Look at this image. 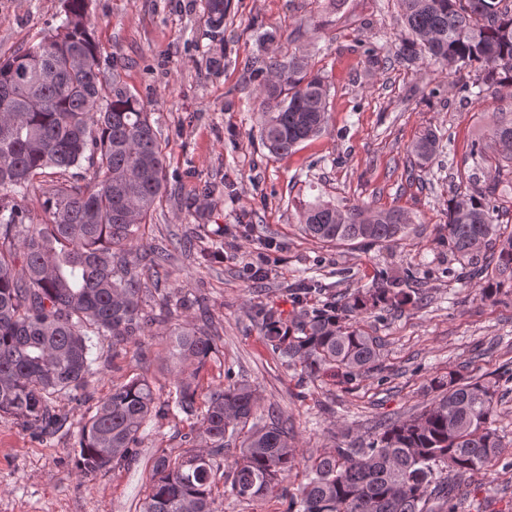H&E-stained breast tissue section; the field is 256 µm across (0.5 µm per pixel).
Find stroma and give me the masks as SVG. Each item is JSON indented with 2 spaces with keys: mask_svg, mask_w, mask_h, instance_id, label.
<instances>
[{
  "mask_svg": "<svg viewBox=\"0 0 512 512\" xmlns=\"http://www.w3.org/2000/svg\"><path fill=\"white\" fill-rule=\"evenodd\" d=\"M60 0H0V57L25 49L61 21ZM88 14L104 59L140 96L165 140L168 195L154 216L149 240L167 244L193 229L195 256L173 253L165 268L147 271L160 293L188 299L172 321L211 322L215 351L195 379L201 394L247 380L257 390L258 414L287 419L297 453L288 478L260 499L238 501L216 486L219 512H286L299 494L305 469L320 454L369 438L376 422L416 413L435 376L494 378L512 369V293L482 300L471 284L454 279L461 264L439 234L446 201L497 178V214L512 231V168L500 166L487 142L489 115L511 111L512 99L463 100L457 77L433 65L398 61L402 27L396 0H231L221 35L202 19L201 0H89ZM275 32L281 53H308L329 90L326 132L285 157L258 138L261 114L256 73L267 50L259 29ZM379 48L376 61L363 53ZM219 67H210L212 59ZM443 137L436 169L410 168L408 147L425 127ZM484 142L482 153L472 150ZM211 193H202L203 185ZM322 198L342 208H395L409 217L403 240L363 249L328 245L305 236L300 202ZM193 210H186L185 201ZM263 263L262 290L240 276ZM421 271L424 301L367 317L363 328L382 342V368L350 384L310 381L282 363L252 321L253 306L291 310L292 289L313 279L322 296L375 284L379 272ZM169 338H146L142 348L97 343L96 373L81 405L59 398L65 427L37 436L0 416V512H138L151 467L162 454L189 455L201 446L184 415L157 419L135 461L84 477L74 466L77 421L94 411L113 385L147 378L168 394L184 368ZM495 426L506 448L499 463L461 479L459 512H512V392L498 404Z\"/></svg>",
  "mask_w": 512,
  "mask_h": 512,
  "instance_id": "stroma-1",
  "label": "stroma"
}]
</instances>
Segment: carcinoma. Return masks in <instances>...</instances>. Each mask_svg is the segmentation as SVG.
Instances as JSON below:
<instances>
[{
  "instance_id": "carcinoma-1",
  "label": "carcinoma",
  "mask_w": 512,
  "mask_h": 512,
  "mask_svg": "<svg viewBox=\"0 0 512 512\" xmlns=\"http://www.w3.org/2000/svg\"><path fill=\"white\" fill-rule=\"evenodd\" d=\"M406 31L396 57L428 59L449 75L466 68L475 78L462 97L491 93L512 98V8L504 0H397ZM59 30L0 58V416L50 435L65 419L52 401L80 403L95 374L96 344L125 347L165 326L173 314L163 297L150 308L145 272L167 262L165 247L140 243L142 226L162 206L169 181L165 146L144 102L118 73L103 81L100 46L86 0H62ZM202 18L217 35L228 0H202ZM258 98L261 143L286 155L325 130L329 107L324 79L304 54L281 59L270 51ZM489 138L499 160L512 165V116L492 113ZM443 136L431 127L410 144L425 168L441 155ZM87 162L84 184L70 169ZM497 184L448 200V250L473 267L478 293L493 300L512 288V234L498 233ZM39 193L48 216L34 223L26 202ZM304 233L320 242L370 248L400 240L409 223L399 209H339L317 197L301 203ZM416 273H379L380 284L356 288L310 310L295 300L288 315L256 306L252 320L273 353L314 380L328 371L349 384L381 369L382 344L360 326L366 315L415 303L407 287ZM172 347L196 367L162 398L134 376L112 387L95 412L78 421L75 467L91 476L131 460L150 422L176 407L193 421L205 447L182 459L158 456L139 512H219L214 486L218 457L240 442L224 471L229 493L256 500L288 477L294 435L279 416L256 415V388L246 381L211 390L198 412L196 373L213 339L186 322L170 332ZM512 382L434 377L432 393L407 419H386L368 442L353 441L318 456L300 490L297 512H458L454 480L490 467L504 444L494 428L500 392Z\"/></svg>"
}]
</instances>
